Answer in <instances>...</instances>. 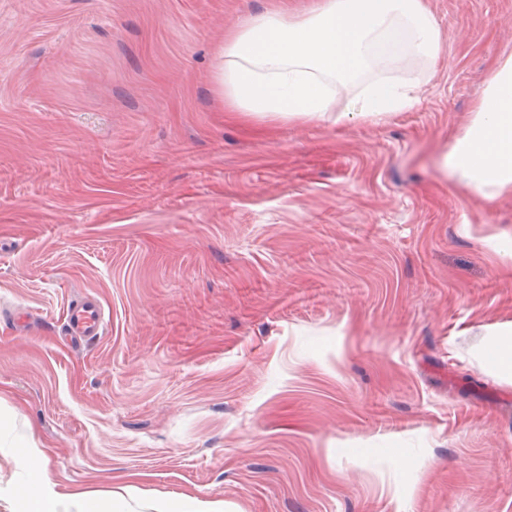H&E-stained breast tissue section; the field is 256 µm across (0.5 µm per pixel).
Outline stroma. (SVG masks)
I'll use <instances>...</instances> for the list:
<instances>
[{"label": "stroma", "instance_id": "obj_1", "mask_svg": "<svg viewBox=\"0 0 512 512\" xmlns=\"http://www.w3.org/2000/svg\"><path fill=\"white\" fill-rule=\"evenodd\" d=\"M435 61L377 120L228 111L225 36L309 0H0V488L15 447L59 492L224 512H512V192L442 155L512 0H424ZM97 304L102 335L71 336ZM482 351L483 360L501 379L512 382V326L491 329ZM152 508L154 512H223L224 503L186 496L157 502Z\"/></svg>", "mask_w": 512, "mask_h": 512}]
</instances>
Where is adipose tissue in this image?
Instances as JSON below:
<instances>
[{
  "label": "adipose tissue",
  "instance_id": "1",
  "mask_svg": "<svg viewBox=\"0 0 512 512\" xmlns=\"http://www.w3.org/2000/svg\"><path fill=\"white\" fill-rule=\"evenodd\" d=\"M440 33L424 0H315L306 15L265 13L225 38L218 82L231 111L260 118L344 121L377 118L414 102L405 86L373 83L347 110L336 88L384 59H428ZM444 165L483 199L512 191V55L496 61L474 114L444 156ZM483 360L512 382V326L493 328ZM19 512H127L109 490L61 494L45 472L46 452L17 449Z\"/></svg>",
  "mask_w": 512,
  "mask_h": 512
}]
</instances>
